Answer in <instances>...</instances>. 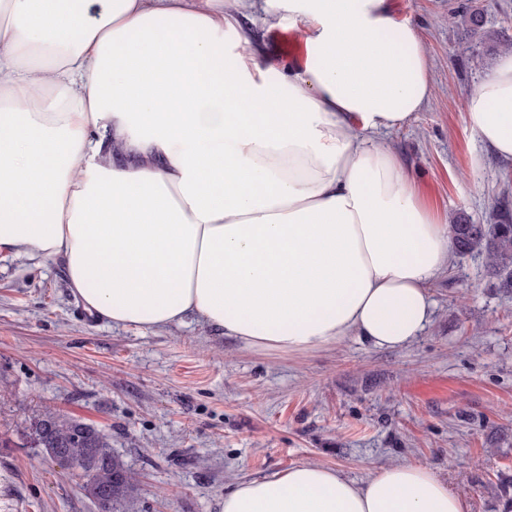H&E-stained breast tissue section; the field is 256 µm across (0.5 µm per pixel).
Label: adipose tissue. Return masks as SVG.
I'll use <instances>...</instances> for the list:
<instances>
[{
    "mask_svg": "<svg viewBox=\"0 0 512 512\" xmlns=\"http://www.w3.org/2000/svg\"><path fill=\"white\" fill-rule=\"evenodd\" d=\"M0 0V255L61 262L118 326L194 317L244 349H402L454 241L384 132L430 103L389 0ZM304 51L263 60L256 27ZM232 46H225V38ZM512 162V50L468 94ZM220 512H469L426 463H301Z\"/></svg>",
    "mask_w": 512,
    "mask_h": 512,
    "instance_id": "ef3b65f1",
    "label": "adipose tissue"
}]
</instances>
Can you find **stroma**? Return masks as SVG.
<instances>
[{
	"instance_id": "obj_1",
	"label": "stroma",
	"mask_w": 512,
	"mask_h": 512,
	"mask_svg": "<svg viewBox=\"0 0 512 512\" xmlns=\"http://www.w3.org/2000/svg\"><path fill=\"white\" fill-rule=\"evenodd\" d=\"M427 50L434 96L387 138L439 211L512 219V163L478 142L464 99L506 45L512 0H390ZM485 17L471 35L470 10ZM409 347L349 338L304 354L245 350L194 320L122 327L87 312L61 264L0 259V512H96L78 471L34 447L45 409L89 424L134 473L140 512H219L225 491L304 463L362 480L432 466L470 512H512V293L453 256Z\"/></svg>"
}]
</instances>
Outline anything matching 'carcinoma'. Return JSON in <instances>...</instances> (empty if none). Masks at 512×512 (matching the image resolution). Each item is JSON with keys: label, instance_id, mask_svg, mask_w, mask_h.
Masks as SVG:
<instances>
[{"label": "carcinoma", "instance_id": "carcinoma-1", "mask_svg": "<svg viewBox=\"0 0 512 512\" xmlns=\"http://www.w3.org/2000/svg\"><path fill=\"white\" fill-rule=\"evenodd\" d=\"M455 249L460 254L485 256L487 273L496 286L512 292V223L472 224L465 215L451 224ZM34 447L49 456L68 453L81 461L85 491L97 505L107 501L109 512H139L133 494L134 477L125 463L112 454L108 438L93 426L46 411L29 422Z\"/></svg>", "mask_w": 512, "mask_h": 512}]
</instances>
